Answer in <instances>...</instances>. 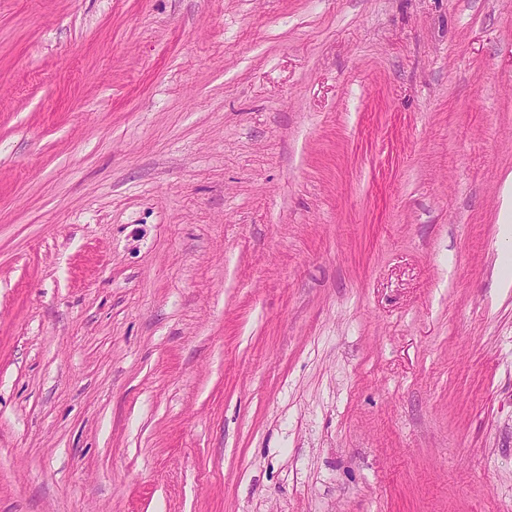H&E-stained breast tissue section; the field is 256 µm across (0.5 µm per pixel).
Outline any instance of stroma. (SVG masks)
I'll use <instances>...</instances> for the list:
<instances>
[{"mask_svg": "<svg viewBox=\"0 0 512 512\" xmlns=\"http://www.w3.org/2000/svg\"><path fill=\"white\" fill-rule=\"evenodd\" d=\"M512 0H0V512H512ZM498 224L505 234L512 233V173H509L503 183L502 188V206L498 214Z\"/></svg>", "mask_w": 512, "mask_h": 512, "instance_id": "1", "label": "stroma"}]
</instances>
